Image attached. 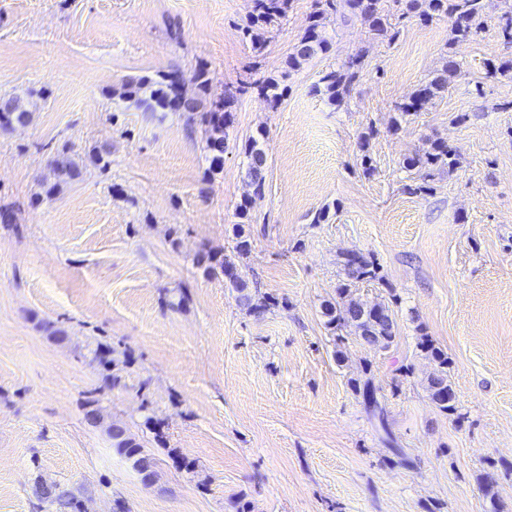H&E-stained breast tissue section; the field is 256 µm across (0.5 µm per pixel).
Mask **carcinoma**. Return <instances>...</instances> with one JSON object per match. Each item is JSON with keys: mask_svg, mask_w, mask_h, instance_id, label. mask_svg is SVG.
Returning <instances> with one entry per match:
<instances>
[{"mask_svg": "<svg viewBox=\"0 0 512 512\" xmlns=\"http://www.w3.org/2000/svg\"><path fill=\"white\" fill-rule=\"evenodd\" d=\"M253 13L243 27L244 38L247 39L255 53L260 54L266 47V28L281 23L288 14L289 0H253ZM354 16L368 25L372 35L382 37L390 42L400 36L398 24L405 20H417L421 24L433 21L445 15L452 20L451 44L474 40L482 28V0H316V7L310 17V24L299 44L294 48L288 59V70L296 71L310 60L317 52L329 49L324 28L332 17L345 18ZM499 38L508 47H512V9L505 12L498 22ZM364 66V53L358 51L347 56L336 68L322 72L315 92L327 99L331 105H339L349 93L351 86L359 77ZM459 64L453 55L443 65L440 76L419 86L407 100L394 105V111L405 117L418 111L437 93L448 87V76L457 72ZM194 85L198 94L175 100L172 96L173 77ZM213 77L205 68H198L189 77L179 71L161 73L158 79H139L125 86L124 94L136 101L150 112H184L194 115L202 106L203 97L211 94ZM255 90L263 95L272 105H277L285 88L275 79L254 81L240 86L236 92H229L213 99L210 109L202 113L206 124V147L209 152L211 172L221 168L214 147L226 145V127L230 120L232 107L237 95ZM31 113L20 105L15 97L0 98V122L19 124L29 122ZM247 158V178L251 196L260 198L265 192V167L267 158L257 138H252L244 151ZM455 164L453 149L443 140H434L421 154L406 158L405 168L418 169L423 178L433 176V172L444 166ZM197 266L207 277L226 275L224 260L214 255L205 261H197ZM347 283L339 291V300L330 302L324 307L323 315L327 318V328L334 331H345L358 337L365 345L378 350H388L395 340V321L388 307L378 304L367 306L354 297L351 287L360 282H369L378 278V267L372 258L360 254H348L344 262ZM233 288L238 292L237 301L249 310L259 311L277 304V298L268 295L259 299L247 291V285L241 279H231ZM420 347L434 361L435 371L427 378V390L437 406L448 411L454 409L453 389L448 381V356L428 339L421 341ZM93 360L102 367V382L108 389L125 386L131 359L126 351H121L107 342H98ZM356 393L362 397L363 403L370 408H378L377 389L372 380L366 379L354 385ZM98 391L90 392L84 403V411L88 420L97 423L101 420ZM112 439V447L127 460L145 482H152V458L135 438L127 433L125 427L112 423L108 428ZM35 494L38 501L47 508H55V512H86L85 503L74 493L54 484L37 482Z\"/></svg>", "mask_w": 512, "mask_h": 512, "instance_id": "cac0c4a2", "label": "carcinoma"}]
</instances>
